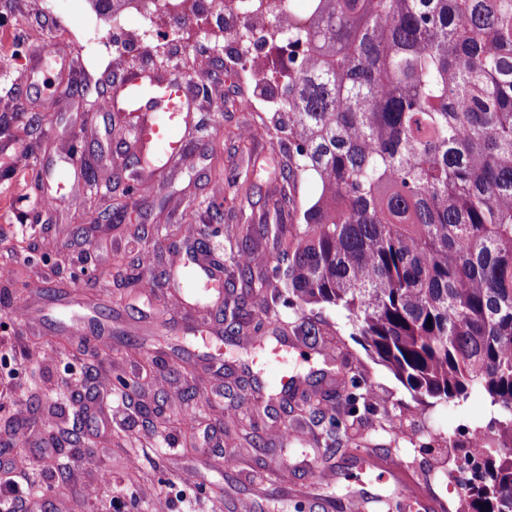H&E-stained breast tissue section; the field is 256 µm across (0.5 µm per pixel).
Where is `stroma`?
I'll use <instances>...</instances> for the list:
<instances>
[{
    "instance_id": "1",
    "label": "stroma",
    "mask_w": 512,
    "mask_h": 512,
    "mask_svg": "<svg viewBox=\"0 0 512 512\" xmlns=\"http://www.w3.org/2000/svg\"><path fill=\"white\" fill-rule=\"evenodd\" d=\"M18 20L38 40L17 48L16 62L0 64V289L18 302L34 295L41 315L25 324L0 306V353L11 361L0 371V456L29 461L11 492L16 512H25L37 496L46 512H238L247 500L256 512H346L359 447L383 460L402 457L420 493L440 496L445 505L439 512H448L461 494L460 483L433 487L428 479L442 472L447 458H462L460 444L474 428L488 426L495 409L482 388L458 402L417 408L363 338L352 335L343 309L317 305L297 314L267 294L268 306L279 314L268 336L284 334L300 345L290 353L300 389L342 395L343 380L322 359L330 337L338 336L345 359L383 397L379 409L362 419L354 444L324 462L315 450V420L263 404L273 383L268 348L225 335L224 305L213 294L190 297L171 282L177 253L217 265L224 283L237 281L225 236L261 218L280 195L288 144L273 136H245L248 113L234 106L242 83L228 78L216 89L225 102L220 113L196 97V120L206 124L208 137L188 132L191 164L163 170L151 193L138 200L130 194L137 170L132 122L97 102L128 71L165 70L170 60L94 50L73 57L68 73L75 82L53 96L41 81L23 85L43 43L63 32L78 42L94 31L109 37L141 22L131 15L115 22L90 0H0V35ZM214 39L206 28L195 31L187 24L171 31L167 45L181 55L188 90L208 82L212 64L220 62ZM73 155L82 170L72 195L54 198L48 188H36L33 173L46 177L52 169H65ZM219 161L225 170L246 171L252 190L244 204L226 196L224 219L216 225L206 205L214 196ZM109 164L116 170L108 179ZM119 201L124 209L116 227L86 224L88 210H109ZM35 210L41 215L37 224L26 218ZM201 239L209 249L194 253ZM174 241L179 251L171 250ZM117 257L142 262L153 288L120 298L112 281ZM85 297L92 298L107 330L69 335L65 305ZM166 312L207 322L221 337L222 352L165 327L158 317ZM312 321L321 324L322 336H307ZM157 355L165 365H152ZM245 398L256 405L257 435L226 447L224 418L240 413ZM72 429L79 443L71 453L40 452L42 443ZM329 470L339 477L327 484L320 475Z\"/></svg>"
}]
</instances>
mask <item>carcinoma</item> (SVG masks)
I'll return each mask as SVG.
<instances>
[{"mask_svg":"<svg viewBox=\"0 0 512 512\" xmlns=\"http://www.w3.org/2000/svg\"><path fill=\"white\" fill-rule=\"evenodd\" d=\"M281 91L288 169L271 259L252 260L256 225L228 250L247 275L224 319L278 282L283 303L340 306L353 330L421 404L475 387L496 407L465 456L483 465L465 512H512V0H309ZM318 194L296 215L292 191ZM274 319L254 310L250 329ZM353 373L302 410L333 434L376 406Z\"/></svg>","mask_w":512,"mask_h":512,"instance_id":"carcinoma-1","label":"carcinoma"}]
</instances>
